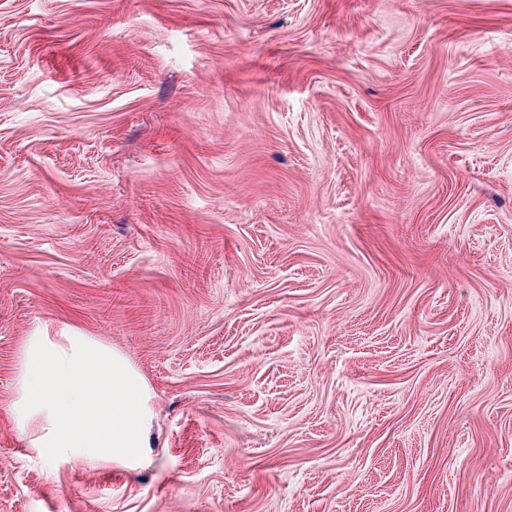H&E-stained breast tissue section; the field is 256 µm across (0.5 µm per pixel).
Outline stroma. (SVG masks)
<instances>
[{"mask_svg": "<svg viewBox=\"0 0 512 512\" xmlns=\"http://www.w3.org/2000/svg\"><path fill=\"white\" fill-rule=\"evenodd\" d=\"M64 325L147 466L27 457ZM0 512H512V0H0Z\"/></svg>", "mask_w": 512, "mask_h": 512, "instance_id": "obj_1", "label": "stroma"}]
</instances>
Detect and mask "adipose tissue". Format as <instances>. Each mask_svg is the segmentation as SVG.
Returning <instances> with one entry per match:
<instances>
[{"mask_svg":"<svg viewBox=\"0 0 512 512\" xmlns=\"http://www.w3.org/2000/svg\"><path fill=\"white\" fill-rule=\"evenodd\" d=\"M9 416L50 464L134 470L149 459L154 411L145 378L121 352L68 326H37L25 337Z\"/></svg>","mask_w":512,"mask_h":512,"instance_id":"obj_1","label":"adipose tissue"}]
</instances>
